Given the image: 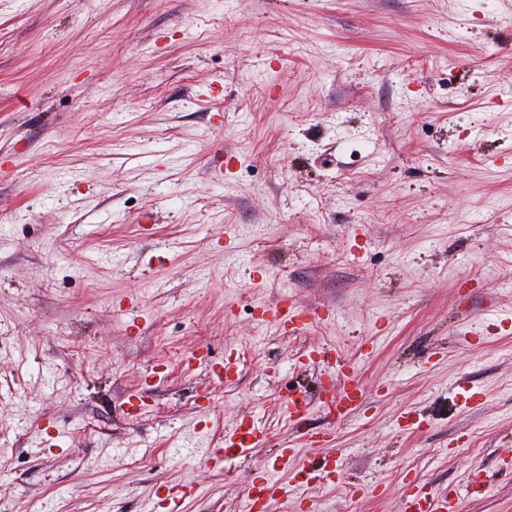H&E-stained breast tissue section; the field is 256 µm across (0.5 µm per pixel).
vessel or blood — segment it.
Instances as JSON below:
<instances>
[{
  "instance_id": "obj_1",
  "label": "vessel or blood",
  "mask_w": 512,
  "mask_h": 512,
  "mask_svg": "<svg viewBox=\"0 0 512 512\" xmlns=\"http://www.w3.org/2000/svg\"><path fill=\"white\" fill-rule=\"evenodd\" d=\"M268 314L269 322L279 329L303 332L313 324L311 310L292 303L281 302L269 307ZM323 360L330 365L331 371L321 379L317 397H310L300 390L288 394L284 399L287 418L293 426H300L312 401L330 405L332 417L341 420L352 415L365 400L364 385L351 359L337 354L335 349L327 348L323 351ZM187 362L204 371L212 383H230L239 375L236 361L229 358L221 362L212 361L208 351L201 348L192 351ZM267 441L268 435L260 422H244L226 433L215 447L203 449L197 455L196 462L203 468L225 466L246 458ZM299 441V447L279 449L270 468L252 475L247 483L246 512H268L269 504L282 497L306 500L310 490L318 483L335 478L337 471L331 468L329 458L318 455L319 449L330 443V431L307 432L300 435ZM303 449L308 452L304 459L298 456ZM284 472L289 474V481L281 480L280 475ZM411 506L413 512H456L447 492L441 490L412 498Z\"/></svg>"
}]
</instances>
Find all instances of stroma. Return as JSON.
<instances>
[{
    "mask_svg": "<svg viewBox=\"0 0 512 512\" xmlns=\"http://www.w3.org/2000/svg\"><path fill=\"white\" fill-rule=\"evenodd\" d=\"M327 347L366 401L308 412L307 512H512V0H0V512H242L268 450L186 445L291 440ZM265 313L269 317L262 318V321L270 322L278 329L288 328L291 331L304 332L313 325L311 310L300 308L292 302L286 305L283 299L275 306L267 307L263 315ZM188 367L193 366L205 372L208 378L206 384L212 383H230L238 378V364L229 356L222 362H213L210 359L208 351L203 348H198L190 353L187 357ZM205 384L202 389V397L207 400L206 408H210V400L212 399V392ZM288 421L296 428L301 424L304 413L310 410L311 397L304 391L289 393L283 401ZM269 442L265 427L258 421L242 422L213 448H203L195 457L199 467L210 468L246 458L255 448ZM411 506L414 512H456L455 504L448 500V492L441 490L412 498Z\"/></svg>",
    "mask_w": 512,
    "mask_h": 512,
    "instance_id": "obj_1",
    "label": "stroma"
}]
</instances>
